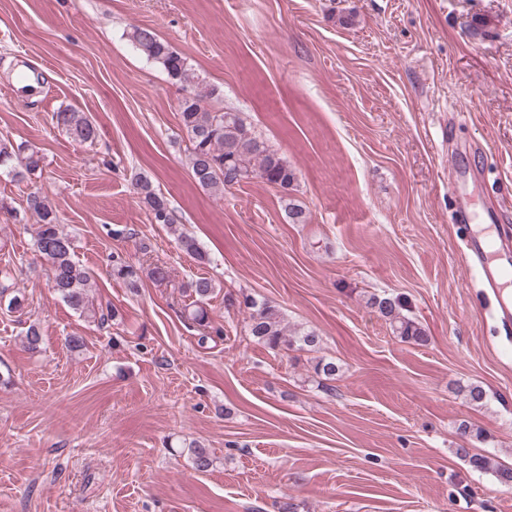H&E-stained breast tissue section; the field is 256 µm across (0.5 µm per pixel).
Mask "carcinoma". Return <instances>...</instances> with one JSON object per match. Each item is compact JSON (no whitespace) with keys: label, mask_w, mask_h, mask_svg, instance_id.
Here are the masks:
<instances>
[{"label":"carcinoma","mask_w":512,"mask_h":512,"mask_svg":"<svg viewBox=\"0 0 512 512\" xmlns=\"http://www.w3.org/2000/svg\"><path fill=\"white\" fill-rule=\"evenodd\" d=\"M130 38L140 53L153 62L167 75L180 83L184 95L179 105L181 125L188 134V166L195 183L217 195L233 188L245 180L259 179L269 185L288 191L296 179L294 170L288 163L259 136L252 125L239 112L216 109L210 100L217 95V89L203 85L198 76L182 57L153 30L133 27ZM57 125L65 128L74 139L87 143L96 139V127L82 113L64 109L55 115ZM44 156L35 148L23 144L15 145L9 140L0 139V169L4 168L13 179L22 182L42 170ZM134 187L139 202L145 207L154 224L173 226L174 216L167 198L152 187L151 182L142 176L135 178ZM27 209L38 218L34 238L37 255L49 267L50 288L73 310L103 325L118 317L110 309L100 313L89 306L91 276L74 260V243L59 224L56 211L40 192L32 191L26 198ZM180 248L198 262L209 261L208 255L197 240L187 233H179ZM113 277L126 282L133 288L140 280L136 267L122 261L112 264ZM186 289L192 302L188 304L186 319L202 331L198 342L204 344L212 335H221L222 330L211 325L207 301L215 292V283L207 277L191 281ZM8 299L7 309L24 313L25 296L17 287L13 274L0 270V300ZM228 304L237 303L232 297ZM247 310V328L250 336L271 350H300L315 352L321 339L313 331L296 336L288 334L280 310L265 301L246 295L238 302ZM371 305L388 321L393 333L403 342L423 345L428 342L426 331L415 321L401 313V303L389 297H371ZM25 339L29 349H36L42 341L40 323L31 320L25 327ZM313 371L317 376L336 378V362L323 357L316 359ZM471 469L490 472L504 486H512V467L495 463L483 454L465 455Z\"/></svg>","instance_id":"obj_1"}]
</instances>
